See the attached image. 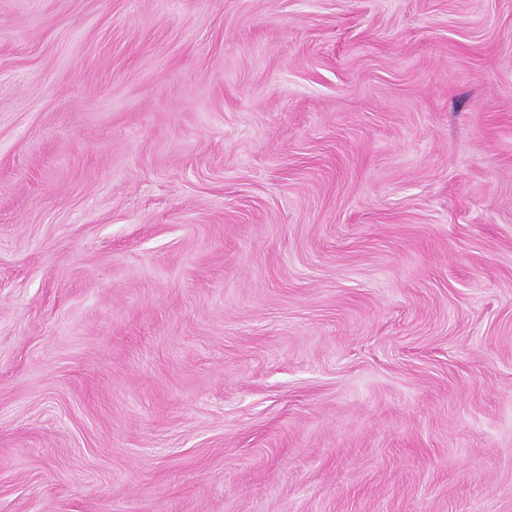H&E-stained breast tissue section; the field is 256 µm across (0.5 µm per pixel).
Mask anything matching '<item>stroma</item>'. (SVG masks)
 Wrapping results in <instances>:
<instances>
[{
  "label": "stroma",
  "mask_w": 512,
  "mask_h": 512,
  "mask_svg": "<svg viewBox=\"0 0 512 512\" xmlns=\"http://www.w3.org/2000/svg\"><path fill=\"white\" fill-rule=\"evenodd\" d=\"M0 512H512V0H0Z\"/></svg>",
  "instance_id": "obj_1"
}]
</instances>
